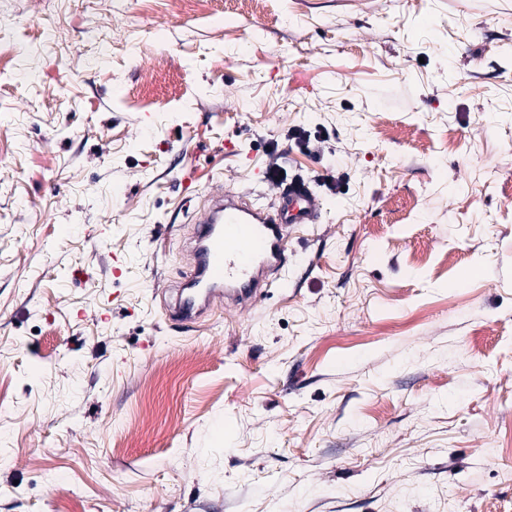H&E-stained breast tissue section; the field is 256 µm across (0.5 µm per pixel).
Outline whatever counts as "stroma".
I'll return each instance as SVG.
<instances>
[{
	"mask_svg": "<svg viewBox=\"0 0 512 512\" xmlns=\"http://www.w3.org/2000/svg\"><path fill=\"white\" fill-rule=\"evenodd\" d=\"M274 150L318 223L171 319ZM0 512H512V0H0Z\"/></svg>",
	"mask_w": 512,
	"mask_h": 512,
	"instance_id": "obj_1",
	"label": "stroma"
}]
</instances>
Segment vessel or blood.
Wrapping results in <instances>:
<instances>
[{"label": "vessel or blood", "instance_id": "obj_1", "mask_svg": "<svg viewBox=\"0 0 512 512\" xmlns=\"http://www.w3.org/2000/svg\"><path fill=\"white\" fill-rule=\"evenodd\" d=\"M208 197L196 219L195 264L171 307L172 315L186 323L196 322L217 300L243 305L255 298L268 276L283 270L291 227L316 223L321 206L314 190L300 181L278 190L270 208L220 186Z\"/></svg>", "mask_w": 512, "mask_h": 512}]
</instances>
